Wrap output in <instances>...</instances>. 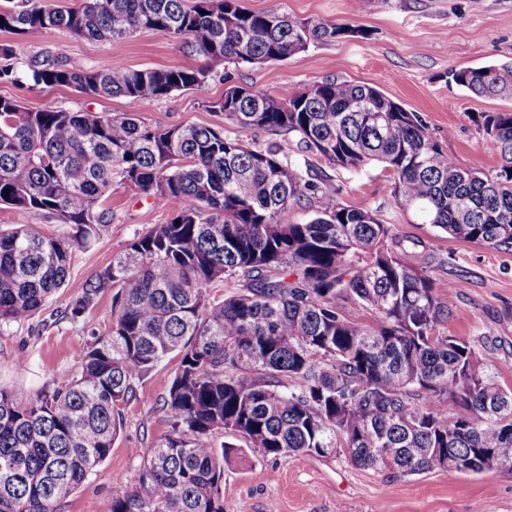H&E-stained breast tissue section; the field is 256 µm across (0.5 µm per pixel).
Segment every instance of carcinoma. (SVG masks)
<instances>
[{
    "mask_svg": "<svg viewBox=\"0 0 512 512\" xmlns=\"http://www.w3.org/2000/svg\"><path fill=\"white\" fill-rule=\"evenodd\" d=\"M65 31L119 42L161 31L206 67H86L33 61L35 86L93 97L154 99L203 85L224 63L283 61L354 30L318 17L247 12L238 0H54L0 11V31ZM475 95L512 96V62L449 72ZM241 129L300 135L332 167L381 163L398 205L449 237L512 250V165L494 175L448 159L414 113L367 85L326 79L271 96L242 86L215 103ZM512 154V112L485 116ZM135 188L168 212L85 281L63 314L75 321L112 293V323L76 373L27 398L0 390V512H58L106 458L121 406L161 361L180 356L160 411L170 430L145 449L136 483L116 484L110 512H224L222 433L263 458L343 453L400 476L512 468V389L492 353L438 336L441 287L388 244L365 208L328 204L288 221L305 180L278 143L252 148L196 125L153 128L127 113L27 110L0 97V206L53 215L0 230V325L40 312L64 287L74 253L112 223V189ZM240 291L211 297L217 281ZM357 298L376 324L342 315Z\"/></svg>",
    "mask_w": 512,
    "mask_h": 512,
    "instance_id": "carcinoma-1",
    "label": "carcinoma"
}]
</instances>
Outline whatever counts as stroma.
Masks as SVG:
<instances>
[{
	"label": "stroma",
	"instance_id": "1",
	"mask_svg": "<svg viewBox=\"0 0 512 512\" xmlns=\"http://www.w3.org/2000/svg\"><path fill=\"white\" fill-rule=\"evenodd\" d=\"M251 12L273 10L294 19L319 17L362 29L359 37L309 46L280 62L225 64L204 85L160 99L99 98L69 87L39 88L22 81L0 83V96L27 109L46 108L104 114L128 112L146 125L170 128L207 126L255 148L277 142L287 147L314 185L307 201L288 219L307 223L331 202L367 208L400 240L405 260L448 284L441 299L450 315L441 335L456 336L490 349L500 367L501 386L512 388V252L449 238L413 212L402 209L392 193L389 173L374 163L360 170L331 167L302 149L296 135L241 129L213 109L225 90L249 86L276 94L283 86H312L327 78L366 84L417 113L434 141L457 166L488 175L507 164L497 142L486 133L482 116L512 110V97H479L448 80V72L512 62V0H239ZM0 45L12 57L0 66L24 69L34 57H63L95 65L116 60L135 68H198L202 56L183 49L158 31H140L118 43L78 38L53 31L28 39L0 32ZM114 218L93 247L74 253L63 294L35 316L0 326V388L22 397L46 383L73 374L85 345L112 322V296L74 322L61 312L84 282L166 214L151 197L115 189ZM179 357L169 356L139 386L136 400L123 405L122 424L106 459L59 512H109L117 491L115 476L135 482L139 453L167 433L159 405ZM512 512V470L481 474L434 471L413 476L353 465L344 455L288 456L270 461L253 453L224 467V512Z\"/></svg>",
	"mask_w": 512,
	"mask_h": 512
}]
</instances>
